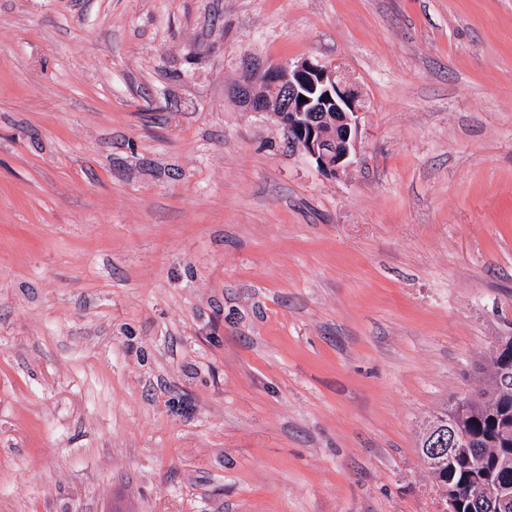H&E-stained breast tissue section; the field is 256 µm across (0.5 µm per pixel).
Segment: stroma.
I'll use <instances>...</instances> for the list:
<instances>
[{"instance_id":"obj_1","label":"stroma","mask_w":512,"mask_h":512,"mask_svg":"<svg viewBox=\"0 0 512 512\" xmlns=\"http://www.w3.org/2000/svg\"><path fill=\"white\" fill-rule=\"evenodd\" d=\"M332 66L331 176L230 89ZM512 336V0H0V512H438ZM493 356L497 359L499 375L508 383L512 374V336L501 337L492 346Z\"/></svg>"}]
</instances>
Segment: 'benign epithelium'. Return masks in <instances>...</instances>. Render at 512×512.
<instances>
[{
    "label": "benign epithelium",
    "mask_w": 512,
    "mask_h": 512,
    "mask_svg": "<svg viewBox=\"0 0 512 512\" xmlns=\"http://www.w3.org/2000/svg\"><path fill=\"white\" fill-rule=\"evenodd\" d=\"M232 93L247 111L274 118L288 131L293 149L325 173L334 175L351 163L362 106L358 92L334 68L305 59L293 66L267 63L259 73L256 64L247 59ZM302 95L306 100H300ZM492 351L499 375L508 380L512 375V336L496 340ZM458 448L470 450L474 468L472 508L507 512L512 507V497L486 481L487 454L478 440L463 437L450 425L432 434L425 452L451 458ZM442 490V512H462L458 489L444 484Z\"/></svg>",
    "instance_id": "obj_1"
}]
</instances>
